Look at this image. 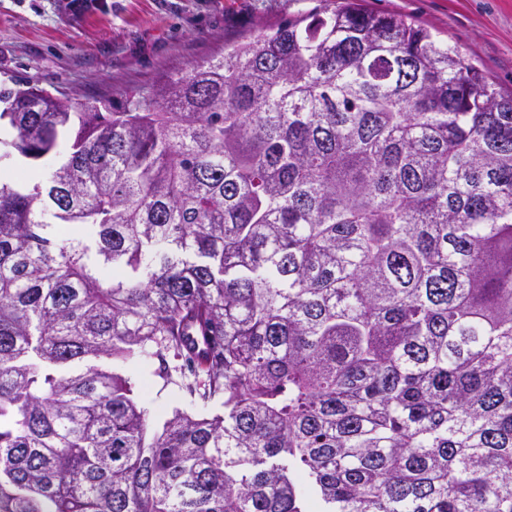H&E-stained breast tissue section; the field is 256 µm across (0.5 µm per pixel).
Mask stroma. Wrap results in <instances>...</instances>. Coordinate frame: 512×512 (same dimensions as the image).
Instances as JSON below:
<instances>
[{"mask_svg": "<svg viewBox=\"0 0 512 512\" xmlns=\"http://www.w3.org/2000/svg\"><path fill=\"white\" fill-rule=\"evenodd\" d=\"M0 0V82L18 76L57 96L121 100L221 52L260 25L318 0ZM405 15L458 48L489 83L512 93V0H364Z\"/></svg>", "mask_w": 512, "mask_h": 512, "instance_id": "1", "label": "stroma"}]
</instances>
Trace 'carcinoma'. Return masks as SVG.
<instances>
[{"label":"carcinoma","mask_w":512,"mask_h":512,"mask_svg":"<svg viewBox=\"0 0 512 512\" xmlns=\"http://www.w3.org/2000/svg\"><path fill=\"white\" fill-rule=\"evenodd\" d=\"M2 124L0 512H512V96L457 49L321 0ZM145 379L148 381L147 390L150 399L157 408L163 410L161 414H156L152 421L151 430L154 431L161 428L166 414L171 413L174 408L187 409L188 407L177 387L173 385L165 387L160 379L149 374L145 375Z\"/></svg>","instance_id":"carcinoma-1"}]
</instances>
